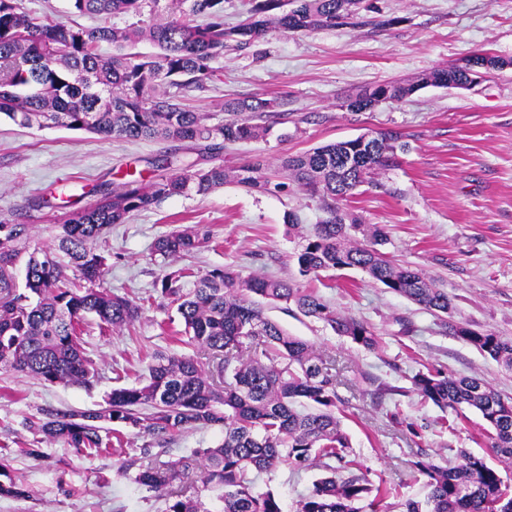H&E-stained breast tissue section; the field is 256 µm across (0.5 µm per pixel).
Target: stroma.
<instances>
[{
  "instance_id": "obj_1",
  "label": "stroma",
  "mask_w": 512,
  "mask_h": 512,
  "mask_svg": "<svg viewBox=\"0 0 512 512\" xmlns=\"http://www.w3.org/2000/svg\"><path fill=\"white\" fill-rule=\"evenodd\" d=\"M382 26L323 28L308 34L273 31L249 46L226 48L215 76L188 102L210 123L222 122L225 100L254 95L282 99L266 117L270 134L225 149V168L262 157L279 174L284 155L327 143L393 130L409 147L394 166L362 186L349 208L363 224L384 229L385 252L423 269L447 289L448 314L425 310L374 282L357 268L302 275L297 254L324 213L295 185L279 193H249L228 184L207 196H175L113 227L98 244L108 259L104 286L140 298L142 313L122 330L100 333L95 321L82 338L96 376L91 386L50 385L0 370V482L23 489L0 497V512H166L161 493L116 469L141 456L146 437L124 431L121 444L88 454L47 441L30 421L49 410H95L112 389L135 385L159 353H184L169 323L176 307L156 291L168 273L189 267L206 273L233 267L241 277L264 275L315 289L337 312L379 336L369 350L337 335L297 309L269 305L265 314L288 334L310 341L336 362L341 426L366 478L398 499L423 500L426 479L409 467L424 452L446 463L465 448L494 460L481 415L442 411L412 390V376L430 368L479 376L512 399V370L457 338L449 323L512 339V67L492 70L470 87L425 86L400 101L366 112L343 108L359 90L462 64L477 53L512 60V0H362ZM164 141H126L65 129L21 128L0 121V221L29 225L30 247L51 244L62 194L93 204V187L126 172L151 181L165 176L154 160ZM50 206L38 208V198ZM297 213L289 229L287 213ZM193 224L212 240L200 252L165 261L152 254L156 238ZM288 467L262 475L284 512L320 477Z\"/></svg>"
}]
</instances>
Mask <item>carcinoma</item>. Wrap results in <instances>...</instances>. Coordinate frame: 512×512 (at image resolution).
Instances as JSON below:
<instances>
[{"label": "carcinoma", "instance_id": "cac0c4a2", "mask_svg": "<svg viewBox=\"0 0 512 512\" xmlns=\"http://www.w3.org/2000/svg\"><path fill=\"white\" fill-rule=\"evenodd\" d=\"M69 0L71 13L97 20L93 26L42 20L20 0H0V116L21 127L83 130L104 138L164 140L199 145L210 158L224 148L270 133L252 122L280 106L256 95L224 101L229 118L207 123V115L180 101L179 91L201 89L214 76L212 62L230 45L243 48L271 29L307 34L320 28L365 25L361 0H251L248 16L224 22V0ZM137 22L125 29L112 17ZM142 36L157 52L132 51ZM104 43L112 54L101 52ZM473 66L487 70L512 60L475 55L461 67L424 75L412 83L365 88L346 100L347 109L369 110L380 100L400 101L427 84L461 83ZM402 135L380 131L288 155L281 170L326 214L297 255L301 273L358 268L375 282L429 311L448 313L447 290L419 268L398 264L382 251V228L368 227L344 207L355 191L373 183L376 171L396 162ZM232 182L248 191L275 192L267 164L255 158L236 171L221 163H189L149 182L128 175L111 187H96L94 204L55 218L53 243L29 249V225L0 221V369L49 384L83 385L95 376L80 324L94 318L106 330L135 321L133 298L101 287L107 258L94 245L117 224L161 201L191 192L205 196ZM210 230L200 224L156 239L152 253L163 260L199 251ZM179 270L161 280L160 295L177 305L183 329L198 355H163L148 365L133 387L112 390L95 411H49L33 427L48 440L79 450L109 447L103 435L119 424L144 437L164 438L190 429L217 428L222 441L197 448L191 458L163 461L143 450L134 481L166 496V512H282L271 489L257 477L286 465L320 467L325 475L299 502L298 512H389V491L353 472L349 438L336 416V375L307 341L289 335L259 303L293 305L325 322L339 336L367 349L379 337L365 323L342 315L313 291L267 276L243 279L232 267L215 268L183 291ZM453 334L512 369V340L461 323ZM424 400L459 413L476 410L490 428V447L512 459V401L483 378L420 371L412 377ZM427 478L424 501L408 500L402 512H512V485L485 457L457 451L443 466L428 455L410 461Z\"/></svg>", "mask_w": 512, "mask_h": 512}]
</instances>
